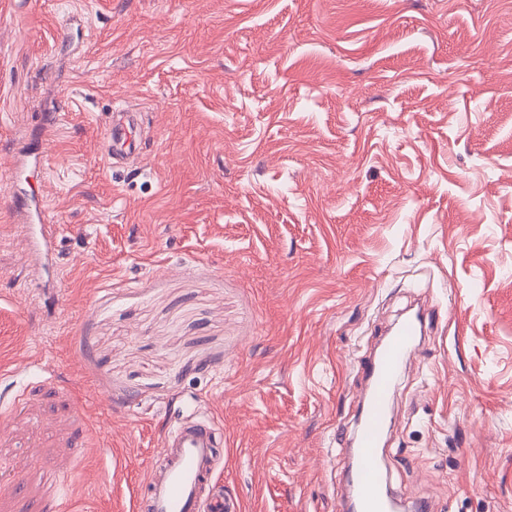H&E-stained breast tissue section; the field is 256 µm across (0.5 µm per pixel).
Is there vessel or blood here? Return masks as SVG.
<instances>
[{"instance_id": "b4317fda", "label": "vessel or blood", "mask_w": 512, "mask_h": 512, "mask_svg": "<svg viewBox=\"0 0 512 512\" xmlns=\"http://www.w3.org/2000/svg\"><path fill=\"white\" fill-rule=\"evenodd\" d=\"M139 136L135 124L109 121V155L115 158L134 153ZM27 166L26 154H19L11 172L17 185L14 210L27 225L34 227L35 249L51 250L55 247L57 228L48 222L44 201L24 186ZM432 321L431 311L417 309L397 324L373 355L361 358L357 365L367 388L349 435V443L355 448L354 458L346 462L353 512L390 510L388 479L378 460L384 438L396 418L399 382ZM220 446V426L213 416L205 412L184 416L163 436L148 477V493L138 502L137 512H238L237 504L223 494L208 491L218 471Z\"/></svg>"}]
</instances>
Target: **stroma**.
I'll return each instance as SVG.
<instances>
[{
  "label": "stroma",
  "mask_w": 512,
  "mask_h": 512,
  "mask_svg": "<svg viewBox=\"0 0 512 512\" xmlns=\"http://www.w3.org/2000/svg\"><path fill=\"white\" fill-rule=\"evenodd\" d=\"M417 297L389 487L512 512V0H0V512H132L195 409L241 512H338L353 360ZM113 119L106 125V139L109 142L108 153L112 159L121 156V154L134 153L139 145L138 138L140 131L137 126L130 121L127 123L117 122L114 119L115 112H126V109L117 106L113 109ZM27 155L22 149L19 156L16 157L14 167L11 172L12 179L18 189L14 199V211L23 218L28 226L37 228L33 237V243L36 251L55 250V240L57 238V228L55 224L49 223L47 219L46 206L44 201L30 188L24 187L26 178L24 177L28 166Z\"/></svg>",
  "instance_id": "stroma-1"
}]
</instances>
